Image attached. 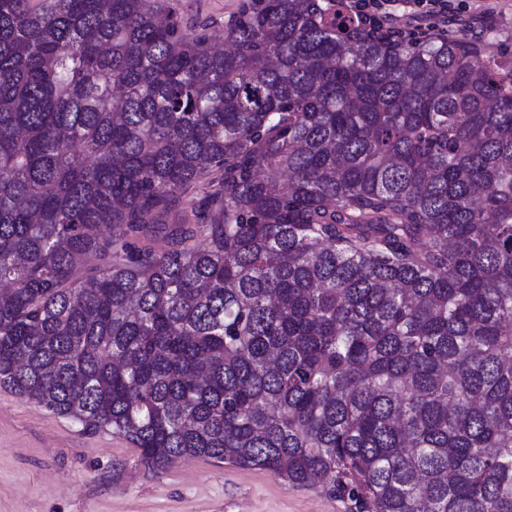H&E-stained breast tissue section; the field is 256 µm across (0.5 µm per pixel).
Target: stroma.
<instances>
[{
    "label": "stroma",
    "mask_w": 512,
    "mask_h": 512,
    "mask_svg": "<svg viewBox=\"0 0 512 512\" xmlns=\"http://www.w3.org/2000/svg\"><path fill=\"white\" fill-rule=\"evenodd\" d=\"M221 42L241 0H169ZM451 36L479 44L482 60H512V0H472ZM0 512H352L319 488L210 459L149 469L139 451L0 387Z\"/></svg>",
    "instance_id": "obj_1"
}]
</instances>
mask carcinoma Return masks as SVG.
I'll return each mask as SVG.
<instances>
[{
  "mask_svg": "<svg viewBox=\"0 0 512 512\" xmlns=\"http://www.w3.org/2000/svg\"><path fill=\"white\" fill-rule=\"evenodd\" d=\"M224 39L0 0V387L156 471L512 512V63L336 0Z\"/></svg>",
  "mask_w": 512,
  "mask_h": 512,
  "instance_id": "carcinoma-1",
  "label": "carcinoma"
}]
</instances>
